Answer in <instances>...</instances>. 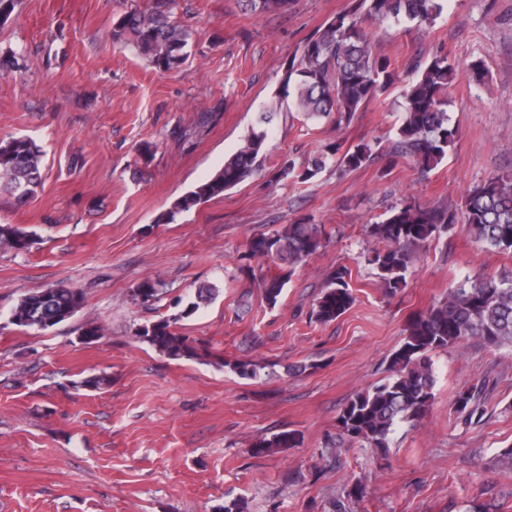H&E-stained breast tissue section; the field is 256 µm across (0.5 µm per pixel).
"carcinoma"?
<instances>
[{
    "mask_svg": "<svg viewBox=\"0 0 512 512\" xmlns=\"http://www.w3.org/2000/svg\"><path fill=\"white\" fill-rule=\"evenodd\" d=\"M244 9L264 16L284 14L291 0H241ZM173 0H153L146 10H131L112 26V41L148 57L164 71L182 66L188 56L191 33L172 16ZM441 0H351V5L323 29L304 38L296 48L283 79L282 95L293 100L297 111L310 121H330L348 125L370 101L379 98L400 78L388 57L380 54L363 23L408 22L430 26L441 14ZM412 80L403 93V119L391 149L383 154L386 167L398 158L409 157L424 172L437 167L459 136L448 117L446 91L456 78L448 56L413 60ZM280 99L270 102L256 128L239 150L224 162L210 179L177 198L158 222L170 223L175 217L203 201L219 197L249 178L259 166L269 136L268 125L280 111ZM378 154L369 145L350 146L342 155L337 150L320 154L296 169L293 162L282 165L280 177L308 181L335 160L345 170H358L374 162ZM43 154L30 139L18 136L0 139V194L6 193L22 204L35 194L43 180ZM463 223L466 233L486 248L512 249V172L496 175L474 186L461 204H420L404 201L380 222L368 227L369 235L384 243L373 249L368 264L389 295L396 294L417 259L418 249L442 230L450 231ZM330 238L323 224H289L271 235L251 240L249 258L262 264L246 265L251 278L258 280L265 299L275 305L286 281L263 272L266 265L282 269L294 267L316 254ZM17 250L32 244L30 232L15 224H0V243ZM349 271L342 266L333 271L313 310L316 321L329 323L354 303L348 282ZM158 282H142L134 297L147 304L158 297ZM215 295L212 288H200L197 300L176 314L164 316L139 333L158 352L172 359L202 357L194 341L178 331L180 321L190 317L199 303ZM82 295L57 286L23 295L12 311L15 325L47 329L71 318L81 307ZM406 336L391 354L383 382L356 392L338 417L336 447L344 441L366 443L385 450L390 435L404 424L415 426L427 416L434 400L435 375L429 354L439 349L480 341L493 347L512 346V270L496 275L465 279L448 296L417 315L405 328ZM244 379L259 376V367L250 360L219 362ZM489 386L481 382L460 394L456 413L464 420L478 422L486 415ZM298 436L281 431L261 438L252 451L265 455L276 448H294Z\"/></svg>",
    "mask_w": 512,
    "mask_h": 512,
    "instance_id": "carcinoma-1",
    "label": "carcinoma"
}]
</instances>
